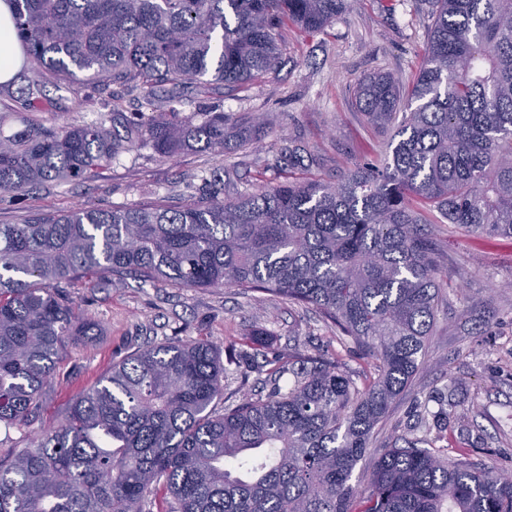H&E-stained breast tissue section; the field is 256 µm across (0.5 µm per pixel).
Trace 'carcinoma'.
<instances>
[{
	"label": "carcinoma",
	"instance_id": "obj_1",
	"mask_svg": "<svg viewBox=\"0 0 512 512\" xmlns=\"http://www.w3.org/2000/svg\"><path fill=\"white\" fill-rule=\"evenodd\" d=\"M29 82L39 77L178 88L261 81L277 30H319L349 0H9ZM426 54L410 86L360 80L366 120L389 151L334 184L286 182L222 199L224 179L179 207L103 210L0 224V423L39 412L72 336L93 325L61 284L95 275L142 285L240 288L318 309L377 361L363 390L335 358L270 357L263 333L139 349L62 420L0 454V512H512V478L411 444L385 448L369 487L351 483L369 438L426 361L440 261L424 212L512 236V0H431ZM232 115L179 112L130 123L0 133V194L90 177L136 146L161 157L224 149ZM273 382L224 399V364ZM290 375L288 385L279 381Z\"/></svg>",
	"mask_w": 512,
	"mask_h": 512
}]
</instances>
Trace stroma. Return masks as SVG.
I'll list each match as a JSON object with an SVG mask.
<instances>
[{"label": "stroma", "mask_w": 512, "mask_h": 512, "mask_svg": "<svg viewBox=\"0 0 512 512\" xmlns=\"http://www.w3.org/2000/svg\"><path fill=\"white\" fill-rule=\"evenodd\" d=\"M428 0H352L328 26L278 31L282 60L263 81L245 86L191 84L174 90H130L105 83L67 84L44 75L53 106L29 112L21 92L31 76L20 68L0 86V133L23 121L44 125L92 121L122 128L141 115L179 110L232 114L223 151L193 148L170 158L134 148L96 179L52 183L0 197V224L101 209L187 202L199 196L202 174L224 169V195L233 198L284 181L285 150L293 145L315 158L309 174L332 183L357 164L385 151L387 132L372 127L353 103L358 80L387 71L411 80L418 72L431 26ZM264 119L268 133L241 145L245 119ZM429 230L441 252V301L429 342L428 365L419 371L374 430L354 481L367 486L381 448L432 438L445 453L465 452L482 467L512 473V237L467 234L455 225ZM69 298L95 323L94 335L75 337L57 365L42 411L29 426L0 425V453L23 446L55 423L70 398L93 386L136 349L210 337L218 347L252 332L263 334L268 354L321 353L339 359L358 386L372 380L374 359L337 335L313 307L237 288H180L168 282L73 281Z\"/></svg>", "instance_id": "35a3bbf8"}]
</instances>
